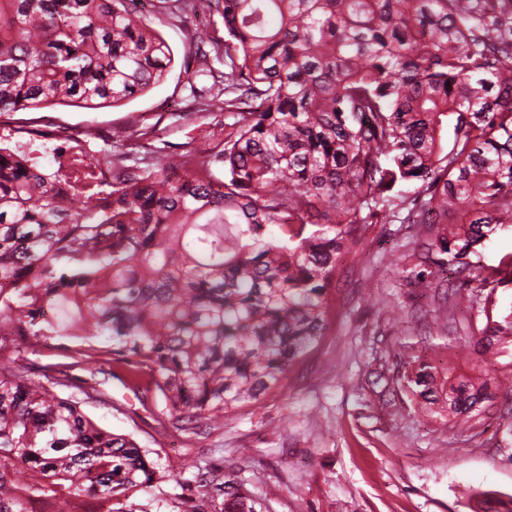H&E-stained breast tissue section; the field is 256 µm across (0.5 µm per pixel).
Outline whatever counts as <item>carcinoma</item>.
<instances>
[{
  "mask_svg": "<svg viewBox=\"0 0 512 512\" xmlns=\"http://www.w3.org/2000/svg\"><path fill=\"white\" fill-rule=\"evenodd\" d=\"M157 2L221 16L223 35L193 33L185 89L224 120L164 163L153 129L96 160L75 137L52 171L0 146V512L60 493L144 512L122 501L180 475L83 412L107 397L99 376L153 396L176 431L224 425L325 336L339 262L380 216L422 225L395 263L411 287L452 270L486 292L470 300L482 361L512 343V304L495 300L512 254L471 262L512 224V0ZM142 6L0 0V114L94 109L161 81L172 50ZM30 349L69 362L35 380ZM411 383L438 401L428 366ZM492 384L448 373V413L469 422Z\"/></svg>",
  "mask_w": 512,
  "mask_h": 512,
  "instance_id": "carcinoma-1",
  "label": "carcinoma"
}]
</instances>
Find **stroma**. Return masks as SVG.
<instances>
[{
	"mask_svg": "<svg viewBox=\"0 0 512 512\" xmlns=\"http://www.w3.org/2000/svg\"><path fill=\"white\" fill-rule=\"evenodd\" d=\"M148 25L172 48L167 75L116 106L56 104L0 116V136L21 126L67 136L92 131L91 151L138 122L171 146L195 126L221 120L218 107L186 111L183 70L193 62L196 21L155 13ZM411 225L374 224L343 256L332 291L333 317L320 344L288 372L281 388L241 407L223 428L181 433L145 411L118 380L109 402L83 409L99 426L131 435L150 459L177 472L137 492L145 512H221V495L201 480L220 474L253 512H506L512 499V395L495 390L470 429L412 395L406 376L419 363L472 373L480 363L466 292L419 293L390 266L416 242ZM398 302L399 313L387 311ZM444 315L434 318L435 307Z\"/></svg>",
	"mask_w": 512,
	"mask_h": 512,
	"instance_id": "1",
	"label": "stroma"
}]
</instances>
